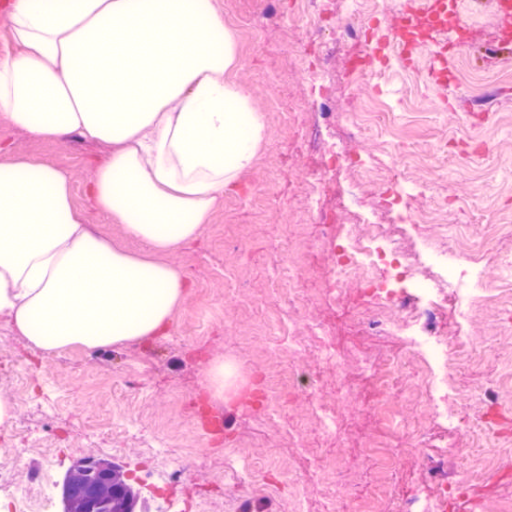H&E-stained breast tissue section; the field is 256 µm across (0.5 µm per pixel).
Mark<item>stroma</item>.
I'll list each match as a JSON object with an SVG mask.
<instances>
[{
	"label": "stroma",
	"mask_w": 512,
	"mask_h": 512,
	"mask_svg": "<svg viewBox=\"0 0 512 512\" xmlns=\"http://www.w3.org/2000/svg\"><path fill=\"white\" fill-rule=\"evenodd\" d=\"M214 2L236 30L239 66L233 76L251 88L265 143L200 237L161 254V262L181 269L191 283L168 335L47 354L0 317V398L15 407L13 419L0 425V460L10 463L8 480L25 490L46 474L56 485L68 468L88 457L137 471L158 442L169 441L174 457L190 464L196 488L208 494L204 512H243L248 505L254 512H283L289 479L300 490L301 512H331L352 489L365 487L372 473L365 446L379 437L401 450L390 469L396 497L429 506L442 492L434 466H442L453 481L474 465L481 477L470 482L464 497L449 500L448 512H478L481 502L512 501V456L502 455L512 445V306L485 303L463 319L450 304L439 324L449 343L464 338L475 350L459 376L468 390L456 398L455 408L462 419L483 417L492 436L486 447L473 448L457 424L423 408L404 386L388 391L379 386L383 353H400L402 342L352 324L350 311L366 304L355 284L345 285L341 304L318 299L336 254L319 243L306 222V193L316 190L318 206L330 209L339 227L354 223L360 212L386 225L396 223L397 216L384 208L375 181H355L344 166L328 171L322 151L303 139L302 128L319 105L299 60L309 33L292 22V0ZM369 2L370 15L350 8L348 0H327L330 20L321 41L330 50L328 72L336 84L328 144L364 157L372 168L394 171L405 189L401 211L423 214L444 203L438 223L402 226L408 251L447 246L450 226H460L462 235L474 239L480 223L512 221V45L499 43L502 23L490 0H459L467 34L460 51L443 62L455 75L448 82L431 76L440 62L434 57L439 47L430 41L419 44L411 67L381 50L391 24L416 9L419 0ZM246 15L263 18L259 36L241 27L239 19ZM368 26L375 29L372 41L355 47L344 40L345 29ZM356 54L370 56L372 63L361 76L345 80ZM1 135L12 156L37 165L66 164L73 203L92 231L111 244L142 250V243L128 240L87 192L94 168L108 157L106 145L75 135L35 139L12 131L0 112ZM351 184L358 211L336 208L337 194ZM292 241L305 248L298 284L310 298L289 308L284 321L292 335L309 341L299 362L320 382L313 396L287 388V345H271L262 313L243 304L267 296ZM228 272L237 279L238 290L231 295L224 291ZM320 327L329 329L337 350L361 349L363 361L337 365L327 359L312 343ZM218 362L232 373L219 404L226 419L224 439L215 445L200 441L202 419L186 409L184 399L205 393V372ZM256 367L274 387L286 389L276 414L254 396ZM378 402L392 406L403 422L424 418L427 447L387 430L373 411ZM320 409L335 413V433L319 427ZM296 425L304 429L305 447L288 437ZM228 448L246 462L268 467L267 492L239 493V474L224 456Z\"/></svg>",
	"instance_id": "1"
}]
</instances>
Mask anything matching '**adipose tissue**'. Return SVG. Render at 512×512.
I'll use <instances>...</instances> for the list:
<instances>
[{"label": "adipose tissue", "mask_w": 512, "mask_h": 512, "mask_svg": "<svg viewBox=\"0 0 512 512\" xmlns=\"http://www.w3.org/2000/svg\"><path fill=\"white\" fill-rule=\"evenodd\" d=\"M0 112L109 145L88 185L143 253L95 235L64 165L0 164V316L45 352L166 335L187 288L159 254L195 241L266 138L213 0H0Z\"/></svg>", "instance_id": "adipose-tissue-1"}]
</instances>
